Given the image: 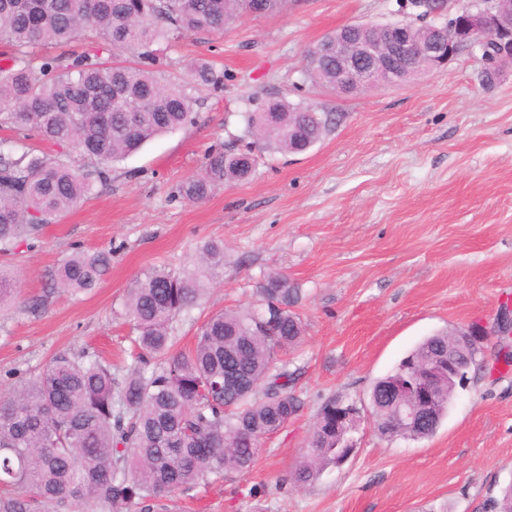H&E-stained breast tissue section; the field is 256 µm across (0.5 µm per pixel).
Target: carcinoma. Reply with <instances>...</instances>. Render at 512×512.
I'll use <instances>...</instances> for the list:
<instances>
[{
  "instance_id": "obj_1",
  "label": "carcinoma",
  "mask_w": 512,
  "mask_h": 512,
  "mask_svg": "<svg viewBox=\"0 0 512 512\" xmlns=\"http://www.w3.org/2000/svg\"><path fill=\"white\" fill-rule=\"evenodd\" d=\"M246 14L247 0H0V126L21 136L0 150V247L38 235L105 181L108 165L192 120L184 81L153 68L155 44L222 33ZM86 31L93 37L83 50L49 53ZM303 76L330 90L336 65L306 55ZM192 77L217 86L222 75L202 61ZM271 108L283 113L282 125H265L263 112ZM244 120L245 135L261 148L301 153L320 142L338 115L325 105L274 100ZM32 136L73 148L89 164L78 170L36 155L23 144ZM247 176L245 162L210 151L204 174L184 183L182 194L199 202L215 185ZM108 264L104 252L77 250L57 268L54 283L88 292ZM223 268L224 246L209 243L197 270L155 269L128 290L124 315L138 348L131 374L118 376L94 353H63L0 393V512H121L135 500L148 512L152 501L189 493L211 474L253 466L261 442L304 406L295 393L300 371L284 357L303 342L305 324L294 310L299 289L274 273L260 284L255 307L211 315L192 349L177 348L174 319L197 305ZM20 294L17 280L0 270V306ZM447 347L448 333L428 336L375 383L370 410L381 437L435 433L401 422L380 389L394 377L411 383ZM455 386L446 376L437 381L438 424ZM345 405L336 398L322 405L308 460L291 474L295 485L312 484L338 463L350 424L336 421V407ZM491 512H512V484L491 500Z\"/></svg>"
}]
</instances>
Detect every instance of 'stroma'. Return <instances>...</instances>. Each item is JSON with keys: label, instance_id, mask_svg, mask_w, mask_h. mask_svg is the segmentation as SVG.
I'll use <instances>...</instances> for the list:
<instances>
[{"label": "stroma", "instance_id": "1", "mask_svg": "<svg viewBox=\"0 0 512 512\" xmlns=\"http://www.w3.org/2000/svg\"><path fill=\"white\" fill-rule=\"evenodd\" d=\"M418 13L411 0H288L224 34L159 44L162 65L184 78L192 61H214L223 87L189 84L191 122L113 163L92 195L0 252L21 289L0 308V393L52 356L85 349L127 375L128 288L156 268L189 270L207 242L223 243L224 268L174 322L179 347L212 313L253 305L268 274L299 287L303 410L263 442L249 472L210 475L153 512H487L512 483V365L495 334L512 311V63L486 82L473 48L403 85L338 96L302 73L325 34ZM269 98L324 103L340 119L307 152H256L248 179L185 200L179 188L209 150L247 148L242 114ZM79 249L110 254L98 287L52 289L58 264ZM468 327L484 333L481 366L433 436L390 442L365 422L343 465L306 487L291 483L323 402L368 407L375 381L420 341Z\"/></svg>", "mask_w": 512, "mask_h": 512}]
</instances>
